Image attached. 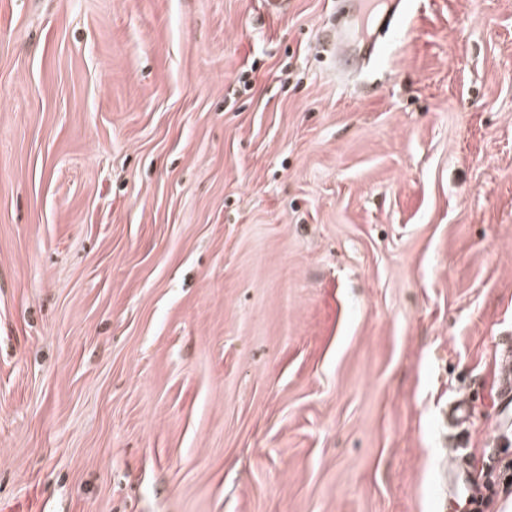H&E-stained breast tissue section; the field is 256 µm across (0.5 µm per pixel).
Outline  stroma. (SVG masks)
<instances>
[{"label":"stroma","mask_w":512,"mask_h":512,"mask_svg":"<svg viewBox=\"0 0 512 512\" xmlns=\"http://www.w3.org/2000/svg\"><path fill=\"white\" fill-rule=\"evenodd\" d=\"M336 8L0 0V512H512V0ZM380 1L376 0H361V4L366 16L376 17V30L382 29L383 34L390 30L394 19L404 15V0H387L382 3L387 4L386 11L379 15L377 8ZM497 395L500 404L512 407V364L510 355L501 362L498 369ZM441 481L444 486L445 496L436 504V512H444L448 508V502L460 497L467 490L465 470L460 465H452L446 468Z\"/></svg>","instance_id":"stroma-1"}]
</instances>
